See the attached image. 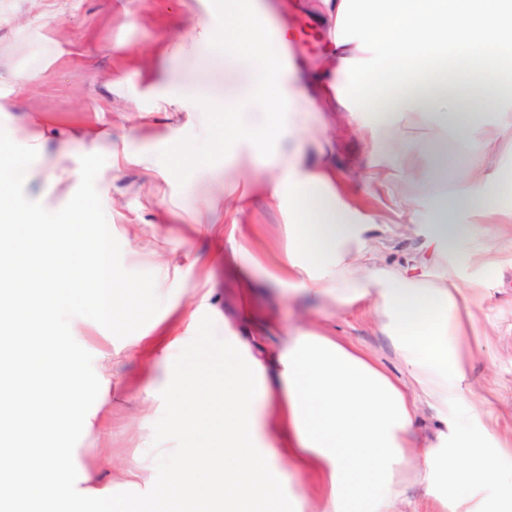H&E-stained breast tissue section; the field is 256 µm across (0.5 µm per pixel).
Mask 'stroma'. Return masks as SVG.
I'll use <instances>...</instances> for the list:
<instances>
[{"label":"stroma","mask_w":512,"mask_h":512,"mask_svg":"<svg viewBox=\"0 0 512 512\" xmlns=\"http://www.w3.org/2000/svg\"><path fill=\"white\" fill-rule=\"evenodd\" d=\"M257 2L266 24L285 31L287 40L310 34L318 38L317 49L302 50L288 70V87L309 102L317 117L316 136L332 144L342 164L355 165L368 155L369 138L317 85L332 44L320 0ZM201 17L218 27L224 23L214 0H0V100L7 106L0 112V126L15 132L16 149L27 135L43 132L45 152L32 161L38 168L52 164L60 135L70 129L91 121L111 129V148L79 163L82 192L93 199L109 191L114 203L107 231L113 274L158 289L163 298L155 318L132 316L107 324L90 308L73 306L55 323L86 371H95L105 355L115 357L112 402L102 426L77 422L67 437L75 450L73 490L80 504L92 503L94 479L111 483L114 499L125 504L153 495L169 479L165 467L151 464L133 485L125 483V471L144 460L148 446L178 448L190 441L188 433L168 428L166 401L139 397L167 371V360L154 350L163 324L177 329L183 358H199L195 380L200 385L224 374L225 333L270 351L279 344L277 333L243 320L238 282L215 255L224 244V188L238 182L233 162L245 144L228 142L224 151L208 157L207 167L225 175V182L201 181L195 165L169 164L173 145L195 139L197 124L182 112L168 118L151 112L160 91L170 86L222 95L220 67L202 68L169 47L173 33L191 30ZM29 72L34 80L18 85L17 75ZM120 72L132 78L117 86L113 79ZM123 149L148 152L150 165L112 168V151ZM423 167L419 156L388 155L377 169L382 176L407 174L406 188L420 218L411 227L398 224L388 195L363 181L351 191L374 223L377 262L391 265L415 256L431 273L435 267L422 234L432 208L431 190L417 177ZM261 168V162H254L246 175L251 202L243 222L248 250L268 265L284 248L287 219L262 191ZM480 218L470 209L455 214L463 230L444 259L449 277L460 286H475L478 298L472 306L478 333L459 344L467 367L464 394L449 402L448 415L466 417L475 435L511 437L512 226L488 224L481 235H472L469 226ZM254 307L278 326L317 321L394 377L409 378L391 341L362 314L338 311L312 294L295 296L277 288L262 289Z\"/></svg>","instance_id":"1"}]
</instances>
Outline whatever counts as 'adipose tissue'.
<instances>
[{"label": "adipose tissue", "mask_w": 512, "mask_h": 512, "mask_svg": "<svg viewBox=\"0 0 512 512\" xmlns=\"http://www.w3.org/2000/svg\"><path fill=\"white\" fill-rule=\"evenodd\" d=\"M334 22L336 51L328 69L349 90L339 104L379 141L383 150L425 160L422 180L433 189L436 217L427 227L433 260L455 243L459 225L451 216L463 207L487 204L490 215L512 221V170L488 172L484 142L489 127L512 129V0H322ZM353 22L355 39L343 37ZM200 66L215 54L228 65L224 97L183 88L162 94L160 112L199 114V140L178 144L172 158L197 161L204 149L222 147L224 134L205 115L220 112L249 147L236 166L264 161L266 191L287 207V245L265 273L267 283L322 296L346 311L376 318L421 396L411 398L400 381L373 359L326 329L281 328L278 349L255 355L238 337L224 339V374L197 385L187 363L174 364L162 389L171 402L168 423L186 430L197 425L199 406L224 405L218 442L204 439L167 452L147 448L170 470L166 488L136 512H300L287 500L281 462L320 479L325 490L318 512H401L403 479L432 490L434 512H474L463 487L495 482L512 489L499 458L512 445L496 442L486 451L466 425L449 418L448 404L460 393L466 366L457 347L475 322L470 295L447 273H416L415 261L390 266L368 263L370 224L336 185V159L320 148L309 157L300 136L315 117L287 96L259 13L241 14L234 0L223 28L200 21L184 40ZM498 57L497 76L485 65L486 50ZM398 66L403 94L391 106L378 105L370 61ZM468 98L464 110L453 101ZM413 109L421 117L454 127L463 143V164L448 159V142L404 138L398 115ZM100 130L68 132L66 153L55 166L23 170L22 158L43 150L31 134L21 153L0 154V505L26 512H53L72 486L74 452L62 441L73 421L86 414L88 393L106 392L102 375L84 374L63 343L18 356L11 336L41 318L56 319L79 292L99 319L156 315L159 297L116 279L102 256L99 238L81 229L86 205L73 196L66 220L48 217L41 202L53 194L58 170L93 153ZM242 196L227 197L224 262L249 299L257 261L242 243L237 217ZM439 416L422 463L407 446L419 402ZM279 453H270V445Z\"/></svg>", "instance_id": "obj_1"}]
</instances>
